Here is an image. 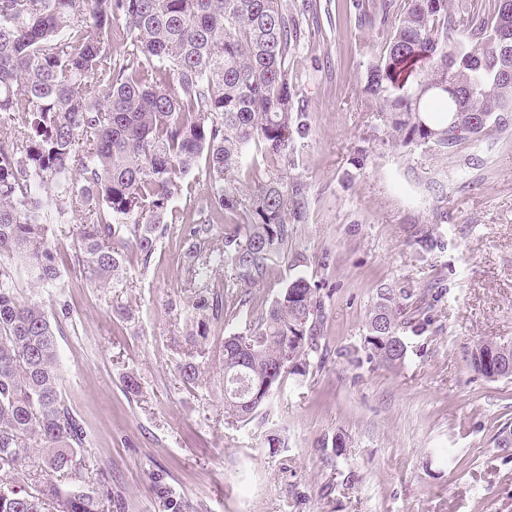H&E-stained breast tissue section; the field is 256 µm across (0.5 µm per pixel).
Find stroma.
<instances>
[{
	"label": "stroma",
	"mask_w": 512,
	"mask_h": 512,
	"mask_svg": "<svg viewBox=\"0 0 512 512\" xmlns=\"http://www.w3.org/2000/svg\"><path fill=\"white\" fill-rule=\"evenodd\" d=\"M288 2L309 33L291 57L307 128L283 169L307 190L288 240L305 261L274 260L246 298L258 312L295 275L318 283L324 359L284 374L264 427L225 423L224 338L240 324L210 315L203 339L186 336L185 232L203 220L207 195L191 174L173 200L182 221L150 262L128 251V287L76 276L69 238L56 243V283L15 270L20 298L43 302L61 325L63 396L88 457L111 474L121 512H158V482L196 512H512V447L494 443L512 428V379L484 380L468 361L478 341H512V125L445 154L392 143L363 91L368 62L386 48L374 24L381 0ZM412 224L437 225L447 250L422 251ZM395 283L444 289L432 325L400 366L351 365L342 350L361 344L377 288ZM190 354L205 374L186 386L175 364ZM267 430L284 432L285 452L268 453Z\"/></svg>",
	"instance_id": "35a3bbf8"
}]
</instances>
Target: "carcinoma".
<instances>
[{
    "label": "carcinoma",
    "mask_w": 512,
    "mask_h": 512,
    "mask_svg": "<svg viewBox=\"0 0 512 512\" xmlns=\"http://www.w3.org/2000/svg\"><path fill=\"white\" fill-rule=\"evenodd\" d=\"M506 0H406L386 54L370 64L364 92L391 119L395 136L446 154L461 137L436 128L426 112L474 118L480 142L512 114V31L502 32ZM302 42L288 0H0V512H120L112 478H83L86 432L61 392L59 330L48 310L17 295V263L35 281L59 277L55 240L65 216L73 269L99 288H125L124 255L150 260L182 181L201 171L209 218L189 228L192 270L218 256L231 269L224 313L244 331L224 337V420L263 417L285 373L305 375L319 343L312 309L320 288L297 276L259 316L244 309L242 285L263 282L268 261L288 246V218H305L306 187L281 170L293 135L306 126L295 105L289 55ZM121 51H112V44ZM452 88L445 89L448 73ZM267 162L265 177L237 178L246 150ZM55 193V209L41 190ZM240 223L209 249L211 225ZM425 252L444 251L434 227H414ZM417 320L414 288L382 287L368 315L363 349L383 365L405 362ZM191 331L202 336L198 293ZM472 370L512 379V343L483 340ZM186 385L202 378L193 356L176 363ZM46 474L34 483L31 468ZM161 512H190L188 501L157 484Z\"/></svg>",
    "instance_id": "obj_1"
}]
</instances>
